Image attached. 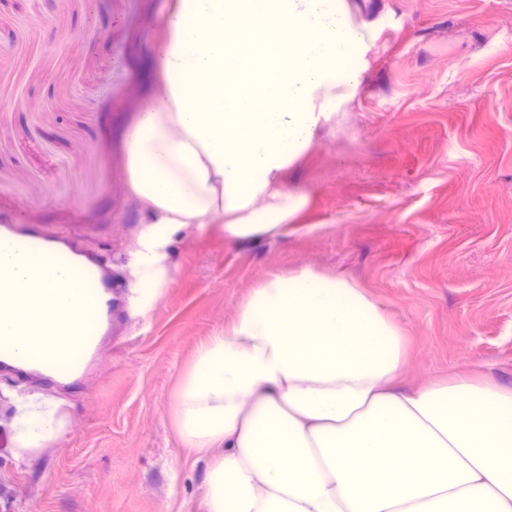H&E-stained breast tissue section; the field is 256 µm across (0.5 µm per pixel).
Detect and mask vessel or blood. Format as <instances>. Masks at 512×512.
<instances>
[{
    "label": "vessel or blood",
    "mask_w": 512,
    "mask_h": 512,
    "mask_svg": "<svg viewBox=\"0 0 512 512\" xmlns=\"http://www.w3.org/2000/svg\"><path fill=\"white\" fill-rule=\"evenodd\" d=\"M32 254L39 256V263L20 275L16 257ZM48 264L73 267L78 274L52 282L44 273ZM120 292L107 263L77 238L0 223V335L5 338L0 355L7 358L0 370L27 376L26 359L44 348L67 358L69 374H76L120 316Z\"/></svg>",
    "instance_id": "obj_1"
}]
</instances>
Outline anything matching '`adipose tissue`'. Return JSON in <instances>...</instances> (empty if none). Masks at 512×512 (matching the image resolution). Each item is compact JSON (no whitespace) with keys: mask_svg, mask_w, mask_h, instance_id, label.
Here are the masks:
<instances>
[{"mask_svg":"<svg viewBox=\"0 0 512 512\" xmlns=\"http://www.w3.org/2000/svg\"><path fill=\"white\" fill-rule=\"evenodd\" d=\"M168 0L163 88L125 140L147 242L221 223L277 235L302 209L283 181L357 87L340 0ZM270 28L275 63L240 96L227 58ZM400 328L356 284L309 269L256 286L201 343L177 396L178 434L206 458L204 512H512V391L472 374L398 386ZM58 404L19 401L17 447L58 439Z\"/></svg>","mask_w":512,"mask_h":512,"instance_id":"ef3b65f1","label":"adipose tissue"}]
</instances>
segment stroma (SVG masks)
<instances>
[{
	"label": "stroma",
	"instance_id": "obj_1",
	"mask_svg": "<svg viewBox=\"0 0 512 512\" xmlns=\"http://www.w3.org/2000/svg\"><path fill=\"white\" fill-rule=\"evenodd\" d=\"M167 0H0V220L75 231L134 288L142 214L124 140L155 91ZM361 83L285 174L306 207L273 238L211 224L153 254L129 305L69 386L0 372V512H203L206 462L178 436L200 343L268 275L358 285L399 326V382L476 371L512 389V0H343ZM59 400L64 432L17 458L18 398Z\"/></svg>",
	"mask_w": 512,
	"mask_h": 512
}]
</instances>
